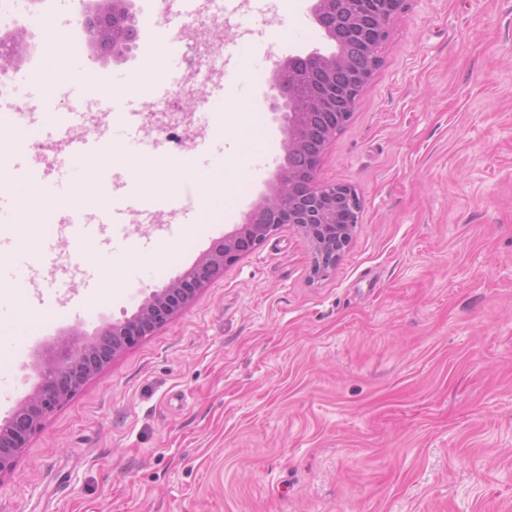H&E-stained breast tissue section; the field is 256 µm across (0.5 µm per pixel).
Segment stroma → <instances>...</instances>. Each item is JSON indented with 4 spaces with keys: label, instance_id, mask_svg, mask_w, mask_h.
Instances as JSON below:
<instances>
[{
    "label": "stroma",
    "instance_id": "obj_1",
    "mask_svg": "<svg viewBox=\"0 0 512 512\" xmlns=\"http://www.w3.org/2000/svg\"><path fill=\"white\" fill-rule=\"evenodd\" d=\"M92 4L0 10V38L24 34L0 71L9 88L25 77L15 106L40 102L32 13L65 29L100 77L141 68L153 30L180 39L177 69L192 64L201 15L133 0L141 36L112 56L65 18ZM310 6L255 0L225 14L227 34L259 27L258 47L331 51ZM381 57L320 159V180L351 185L363 204L335 269L313 277L306 236L276 230L56 405L0 475V512H512V0H408ZM269 93L244 78L229 97L256 109L259 149L279 161ZM149 103L165 114L154 132L101 110L88 139L159 141L211 167L241 151L219 133L193 136L191 95ZM274 173L246 175L217 223L117 227L112 257L135 251L138 276L110 293L45 281L27 304L59 317L32 325L25 347L0 337V423L36 389L43 348L131 316L243 223ZM163 242L177 261L153 262Z\"/></svg>",
    "mask_w": 512,
    "mask_h": 512
}]
</instances>
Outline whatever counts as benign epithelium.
<instances>
[{
    "instance_id": "1",
    "label": "benign epithelium",
    "mask_w": 512,
    "mask_h": 512,
    "mask_svg": "<svg viewBox=\"0 0 512 512\" xmlns=\"http://www.w3.org/2000/svg\"><path fill=\"white\" fill-rule=\"evenodd\" d=\"M353 38L383 42L391 19L401 13L406 0H340ZM330 0H314L313 19L330 33ZM128 0H98L83 14L80 25L86 39L102 53L127 50L139 37L135 22L126 19ZM375 63L356 66L343 49L330 53L313 50L288 58L270 84L269 110L284 135V158L266 193L243 223L162 288L154 289L129 317L100 328L90 341L80 334L68 343L47 348L36 390L0 424V474L13 468L26 447L29 434L69 391L100 367L106 352L122 348L131 336H146L170 315L186 307L195 287L221 274L243 254L264 242L279 227L301 230L312 244V274L325 277L336 266L340 252L361 223L362 203L347 184H322L318 164L336 134L333 119L350 121L354 108L370 84ZM347 72L349 86L340 91L336 72ZM309 154L306 170L292 164L295 152Z\"/></svg>"
}]
</instances>
